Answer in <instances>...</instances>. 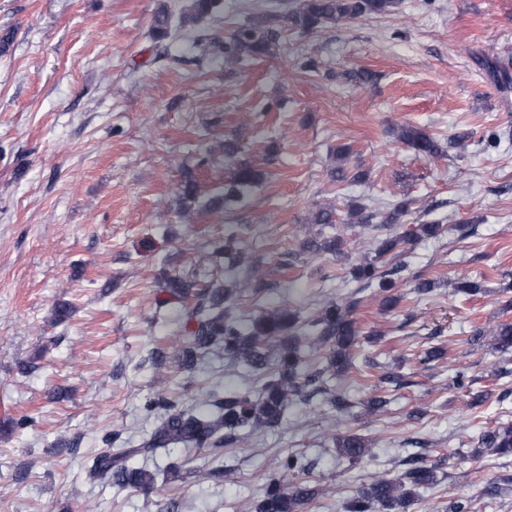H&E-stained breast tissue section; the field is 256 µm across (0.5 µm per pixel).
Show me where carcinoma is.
Instances as JSON below:
<instances>
[{
    "label": "carcinoma",
    "instance_id": "cac0c4a2",
    "mask_svg": "<svg viewBox=\"0 0 512 512\" xmlns=\"http://www.w3.org/2000/svg\"><path fill=\"white\" fill-rule=\"evenodd\" d=\"M394 0H300L291 13L294 28L312 31L328 24L383 14ZM223 0H186L181 6L178 25L189 30L209 15L221 10ZM173 16L167 8H159L153 17L155 37H168ZM276 40V32L267 17L260 15L236 31L224 45V56L233 60L256 59L266 55ZM401 141L415 153L433 157L440 152L439 141L420 130L407 129ZM263 173L252 164L241 163L224 183V193L210 201L214 211L230 210L257 187ZM401 240L390 238L376 250V256L366 258L351 268L352 277L366 288H376L382 303L392 302L388 292L394 283L379 270L377 257L395 249ZM231 293L221 284H213L199 295V301L185 312L186 323L196 327L184 337L176 336L179 361L186 364L214 347L221 346L224 356L252 373L261 375L262 386L255 393H226L220 398L213 392L202 394L203 410H178L168 414L146 442L144 451H171L175 445H196L218 450L234 443L240 432L259 427L272 428L280 424L288 404L305 392L327 394V403L336 406L340 400L325 389L324 370L306 369L300 357V346L292 336L284 335L291 328L292 314L281 307L246 324L227 313ZM312 339L320 346L330 345L328 367L344 366L358 342L359 330L349 318L348 307L331 302L322 307L311 322ZM496 345L501 350L512 349V320L495 325ZM482 444L497 451L512 449V426L490 430ZM342 453L353 460L365 452L364 439L351 433L339 442ZM132 450L101 453L95 461L93 474L106 477L120 486L149 489L154 485V473L144 468H131L128 461ZM301 470L298 460L288 458L279 465L274 477L257 505L258 512H300L303 505L318 494V489L295 480ZM436 482L432 467L419 466L400 478L381 477L368 491L353 499L348 512H379L393 509L410 501L411 487L428 486Z\"/></svg>",
    "mask_w": 512,
    "mask_h": 512
}]
</instances>
